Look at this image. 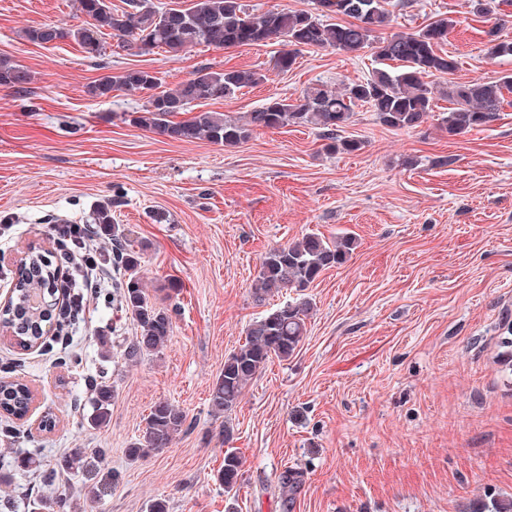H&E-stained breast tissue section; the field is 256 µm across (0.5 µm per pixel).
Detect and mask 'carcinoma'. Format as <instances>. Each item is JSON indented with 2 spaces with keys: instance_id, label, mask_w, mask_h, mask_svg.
I'll list each match as a JSON object with an SVG mask.
<instances>
[{
  "instance_id": "obj_1",
  "label": "carcinoma",
  "mask_w": 512,
  "mask_h": 512,
  "mask_svg": "<svg viewBox=\"0 0 512 512\" xmlns=\"http://www.w3.org/2000/svg\"><path fill=\"white\" fill-rule=\"evenodd\" d=\"M126 8H112L110 0H77L83 17L81 24L64 27L44 23L24 31L25 38L41 46H52L65 39L76 42L87 58L105 56L106 37H130L141 41L147 50L162 49L179 55L200 44L215 47L253 45H299L303 48H332L355 53L373 50L380 61L399 63L395 69H377L365 81L349 82L339 88L316 85L303 91L293 102L272 95L259 108L243 117H231L214 111L190 113L198 102L220 100L244 87L255 85L265 76L255 71L201 68L170 90L161 89L156 73L145 69H128L120 74L106 73L89 86L94 97H108L117 90L149 92L146 104L130 115L129 122L154 131L173 141L191 142L206 139L222 147L236 146L256 130H273L286 126L313 125L320 129L325 148L334 152L353 153L362 142L339 135L354 116V108L368 105L376 120L386 127L412 130L422 126L434 112V92L428 78L451 74L458 67L452 55L442 51L448 40L450 21L439 19L418 31L393 32L379 36L377 32L390 26L392 17L386 8L388 0H317V12L270 10L261 15L251 13L244 0H192L188 8L158 9L150 0H125ZM369 17L370 27L362 25ZM487 53L494 58L512 57V40H506L491 29L487 32ZM32 82L30 71L8 58H0V86L19 93L28 92ZM512 92V74L493 81L475 79L454 84L448 89L452 107L441 113L440 128L450 136L465 134L498 119L505 102L504 92ZM114 199L97 205L93 223L112 240L115 263L124 268L127 278L121 285L120 303L135 318L139 333L127 344L124 356L129 361L160 351L172 329L168 309L148 300L139 278L137 252L127 248L125 229L112 223ZM355 239L342 236L330 241L317 234H306L287 245L269 251L261 262L254 289L255 300L264 302L288 288L304 290L326 270L344 264L354 249ZM55 268L32 256L11 307L0 314V322L16 338L35 342L39 339L40 318L30 313L28 293H40L53 278ZM310 300L303 296L291 303L268 310L247 330L245 343L224 360V368L213 384L210 402L216 412L228 413L238 404L246 385L276 357L293 355L306 335V317ZM95 407L90 423L101 427L109 423L112 385L95 384ZM26 384L19 381L0 383V406L14 413L27 408ZM186 414L167 401L156 402L145 420V427L128 448L133 458L149 455L169 447L174 437L184 430ZM82 448H72L56 463L55 470L75 471L84 460ZM242 461L236 452H224V465L218 479L225 490H232L242 478ZM285 491L284 503L293 502L292 495L302 483V475L284 470L278 477ZM65 497L33 498L36 512H66ZM470 512H512V498H493Z\"/></svg>"
}]
</instances>
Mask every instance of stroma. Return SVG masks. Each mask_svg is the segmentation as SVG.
<instances>
[{
	"label": "stroma",
	"instance_id": "1",
	"mask_svg": "<svg viewBox=\"0 0 512 512\" xmlns=\"http://www.w3.org/2000/svg\"><path fill=\"white\" fill-rule=\"evenodd\" d=\"M388 9L398 31L448 19L444 49L458 68L431 78L436 114L420 128H386L364 105L344 129L362 150L331 154L311 126L259 130L233 147L138 128L128 116L145 95L91 97L102 71L78 44L44 48L23 36L43 23L79 25L75 0H0V57L32 74L28 99L0 86V218L13 223L0 234V291L30 248L64 266L52 225L90 223L118 194L112 219L141 257L151 301L173 320L160 353L126 360L137 323L119 304L114 267L112 287L67 334L31 351L0 339V379L37 397L27 422L0 414V469L27 454L41 464L0 485L14 512H29L37 495L68 497L69 512H147L156 499L168 512H468L512 496V373L499 363L512 323V106L459 136L436 118L448 87L512 73V59L488 56L496 17L475 0H389ZM277 52L201 45L174 56L116 43L109 62L158 72L166 90L203 67L266 74L201 105L235 117L272 95L366 80L377 66L367 49L305 48L281 72ZM407 157L416 167H403ZM308 233L350 236L356 248L306 288L312 306L295 353L271 359L232 412H214L225 358L267 309L297 296L256 302L264 255ZM98 379L113 387L112 416L93 428ZM162 400L186 413L188 430L129 457ZM45 413L53 431L36 424ZM71 448L85 449L82 469L55 472ZM228 449L243 462L229 492L217 479ZM288 468L303 481L287 511L278 476Z\"/></svg>",
	"mask_w": 512,
	"mask_h": 512
}]
</instances>
